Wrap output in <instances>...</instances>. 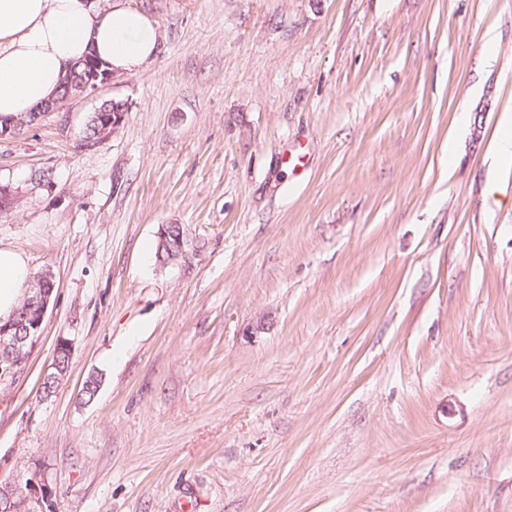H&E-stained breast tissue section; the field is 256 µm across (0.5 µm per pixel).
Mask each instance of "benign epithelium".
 Returning a JSON list of instances; mask_svg holds the SVG:
<instances>
[{"instance_id": "1", "label": "benign epithelium", "mask_w": 512, "mask_h": 512, "mask_svg": "<svg viewBox=\"0 0 512 512\" xmlns=\"http://www.w3.org/2000/svg\"><path fill=\"white\" fill-rule=\"evenodd\" d=\"M113 72L103 68V65L89 60L80 79L75 83L78 94L93 93L108 84ZM124 122L121 111L104 113L102 127L97 139L83 141V147L93 149L101 144L108 130H117ZM160 240L163 247L176 261L184 256V235H176L174 225L163 224L160 229ZM55 290V277L48 273L40 282L39 287L29 289L31 298L29 308L19 319L0 325V375L13 372L16 365L26 361L29 353L35 347L40 335L45 314L48 310ZM72 345L63 338L57 344L53 362V372L44 377L47 382L48 394H53L59 384L62 371V359H71ZM5 512H53L55 509V491L48 482L42 469L34 470V475L27 483L17 486L8 499L0 503V509Z\"/></svg>"}]
</instances>
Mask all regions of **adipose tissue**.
I'll return each instance as SVG.
<instances>
[{
	"instance_id": "ef3b65f1",
	"label": "adipose tissue",
	"mask_w": 512,
	"mask_h": 512,
	"mask_svg": "<svg viewBox=\"0 0 512 512\" xmlns=\"http://www.w3.org/2000/svg\"><path fill=\"white\" fill-rule=\"evenodd\" d=\"M159 31L116 0H0V119L23 117L54 97L69 65L96 55L130 72L159 51ZM22 253L0 247V317L12 315L28 286Z\"/></svg>"
}]
</instances>
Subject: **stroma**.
Here are the masks:
<instances>
[{
    "label": "stroma",
    "mask_w": 512,
    "mask_h": 512,
    "mask_svg": "<svg viewBox=\"0 0 512 512\" xmlns=\"http://www.w3.org/2000/svg\"><path fill=\"white\" fill-rule=\"evenodd\" d=\"M122 3L156 57L0 139V247L56 278L0 378V483L43 469L56 512H512V0ZM103 102H109L110 105L108 107L112 108L113 110L115 107H117L118 109H122V110L121 111L116 110L112 113L109 111L108 112L100 111V109L97 108L95 112L91 113V115L89 116V119L85 125L86 127H85L83 138H86V137L95 138L96 137L97 140H94V139L86 140L85 139L83 141V147L85 149H93V148L97 147L99 144H101L103 142L109 128L112 127V133H114L124 122V115L128 110V109L125 110L123 108L125 103L122 104V102H120V101H116V102L114 101L115 102V105H114V104H112V100H106ZM102 103L100 104V106L102 105ZM99 112L102 113L101 116H104V118L102 119V127L96 136V127L98 125L97 121L100 118ZM121 112L124 115H122ZM180 226L179 224H164L161 225L159 238L161 243L163 244V248H166L170 254L172 255V261H176L184 256L185 244L184 235L182 231H180V235L176 237L177 231H175L174 227ZM172 240V241H170ZM63 356H65L66 360H70L71 356H72V345H71L70 341L65 338L60 340V342L57 344V347L55 349V356H54V362H53V367H52L54 369V371L51 373H48L43 379V382L44 381L47 382V388H48L47 393L49 394V396H51L55 392V390L59 384V381L61 380L58 375L61 374V376L63 377L66 374L65 371H62V368H63V370H68V368H69L70 361H65L62 364Z\"/></svg>",
    "instance_id": "stroma-1"
}]
</instances>
